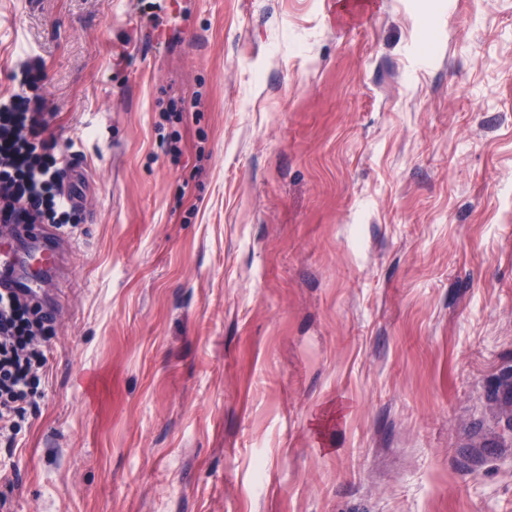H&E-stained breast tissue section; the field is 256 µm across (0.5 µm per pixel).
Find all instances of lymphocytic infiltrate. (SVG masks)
Here are the masks:
<instances>
[{
	"instance_id": "1",
	"label": "lymphocytic infiltrate",
	"mask_w": 512,
	"mask_h": 512,
	"mask_svg": "<svg viewBox=\"0 0 512 512\" xmlns=\"http://www.w3.org/2000/svg\"><path fill=\"white\" fill-rule=\"evenodd\" d=\"M13 93L0 97V223L65 227L76 223L77 208L62 190L68 149L50 132L52 113L35 94L41 60L20 62ZM44 318L32 317L28 300L0 297V440L13 444L16 421L36 392V368L49 335Z\"/></svg>"
}]
</instances>
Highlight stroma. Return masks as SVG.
Returning a JSON list of instances; mask_svg holds the SVG:
<instances>
[{
    "mask_svg": "<svg viewBox=\"0 0 512 512\" xmlns=\"http://www.w3.org/2000/svg\"><path fill=\"white\" fill-rule=\"evenodd\" d=\"M29 54L87 220L0 512H512V0H0Z\"/></svg>",
    "mask_w": 512,
    "mask_h": 512,
    "instance_id": "stroma-1",
    "label": "stroma"
}]
</instances>
